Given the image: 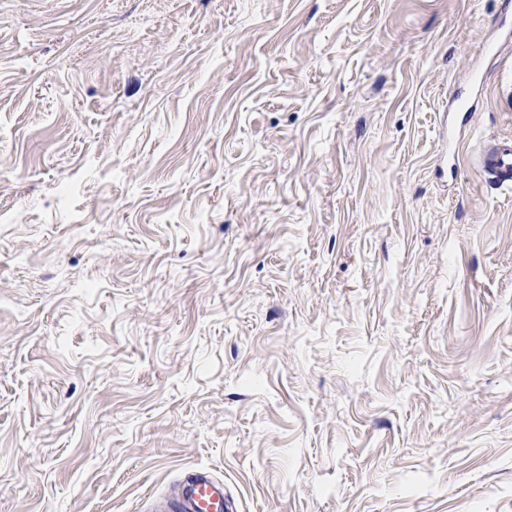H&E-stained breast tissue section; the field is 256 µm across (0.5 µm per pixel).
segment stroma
I'll use <instances>...</instances> for the list:
<instances>
[{
	"label": "stroma",
	"mask_w": 512,
	"mask_h": 512,
	"mask_svg": "<svg viewBox=\"0 0 512 512\" xmlns=\"http://www.w3.org/2000/svg\"><path fill=\"white\" fill-rule=\"evenodd\" d=\"M502 13L0 0V512H512ZM478 167L498 188L512 186V142L485 145L478 156ZM158 512H227L230 499L224 481L204 470L188 473Z\"/></svg>",
	"instance_id": "35a3bbf8"
}]
</instances>
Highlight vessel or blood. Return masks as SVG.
Here are the masks:
<instances>
[{
	"mask_svg": "<svg viewBox=\"0 0 512 512\" xmlns=\"http://www.w3.org/2000/svg\"><path fill=\"white\" fill-rule=\"evenodd\" d=\"M478 166L497 187L512 186V142L484 146ZM230 499L222 479L204 470L188 473L158 512H229Z\"/></svg>",
	"mask_w": 512,
	"mask_h": 512,
	"instance_id": "1",
	"label": "vessel or blood"
}]
</instances>
